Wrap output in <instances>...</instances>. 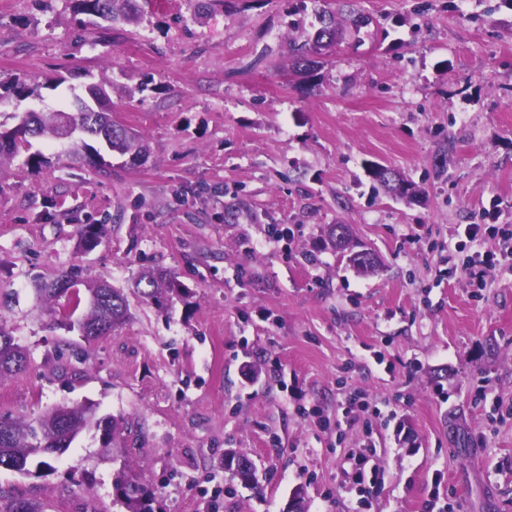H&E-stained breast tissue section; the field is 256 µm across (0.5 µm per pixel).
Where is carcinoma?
Segmentation results:
<instances>
[{
	"label": "carcinoma",
	"instance_id": "obj_1",
	"mask_svg": "<svg viewBox=\"0 0 512 512\" xmlns=\"http://www.w3.org/2000/svg\"><path fill=\"white\" fill-rule=\"evenodd\" d=\"M74 13L93 17V24L102 26V20L110 19L114 24H138L142 19L139 0H72ZM319 27L306 36L302 42L288 43L290 57L298 71L308 75L315 70L316 58L323 56L348 32L360 34L364 19L354 4H348L344 22L336 21L334 14L322 9L317 12ZM6 94H0V102L5 100L23 101L40 94V86L24 78L15 77L7 83L0 82ZM72 110L50 112H29L24 117L26 125L13 134L0 137V172L19 155L20 150H30L28 135H41L54 140L60 135V124L67 122L96 139L100 144L109 143L112 150L130 156L135 164L146 157L148 147L142 137L129 133L122 126L111 123L108 110L88 112L82 104L80 94L72 93ZM72 158L81 159L86 164L98 167L96 156L100 151L86 140L70 143ZM367 173L372 181L393 191L397 195L413 199L417 196L413 184L395 178V174L383 173L378 164L367 165ZM104 225L86 224L80 226L78 236L87 244L96 242L103 234ZM83 285L94 297V306L75 322L82 338L94 341L110 333L129 319L127 297L104 280L89 279L83 282L63 272L52 281H39L36 291L42 297L50 312L58 313L62 299L67 297L74 286ZM137 284L139 296L162 309L176 297L186 294L187 289L176 277L167 272L144 270ZM27 364L26 351L14 342L13 336L0 323V375L22 371ZM101 432L102 447H117L119 432L115 420L97 415V407L92 404L80 406L57 405L28 420L6 416L0 418V470L29 475V464L39 459V466L51 470V461L65 454L76 437L85 430ZM224 468L233 472L242 482L254 484V464L239 453L229 450L224 453ZM113 503L123 507V512H156V494L149 486L135 480L124 469L113 474ZM0 512H42L39 504L0 494Z\"/></svg>",
	"mask_w": 512,
	"mask_h": 512
}]
</instances>
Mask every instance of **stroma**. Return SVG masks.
Listing matches in <instances>:
<instances>
[{"label":"stroma","mask_w":512,"mask_h":512,"mask_svg":"<svg viewBox=\"0 0 512 512\" xmlns=\"http://www.w3.org/2000/svg\"><path fill=\"white\" fill-rule=\"evenodd\" d=\"M322 6L228 0L198 20L190 0H154L103 31L69 0H0V82L42 84L26 107L66 110L69 86L109 76L148 145L97 170L38 137L49 166L0 176V319L28 351L0 376V414L92 402L124 438L106 453L86 431L54 471L0 472L18 498L117 512L124 466L161 512H286L297 492L308 512H512V266L475 281L451 237L493 202L512 230V0H358L367 37L306 77L288 39ZM370 162L419 195L374 191ZM83 224L107 227L93 249ZM332 224L376 272L326 245ZM147 268L188 295L131 299L80 351L33 290L66 271L128 292ZM229 448L258 488L225 469ZM361 453L379 469L364 491Z\"/></svg>","instance_id":"35a3bbf8"}]
</instances>
